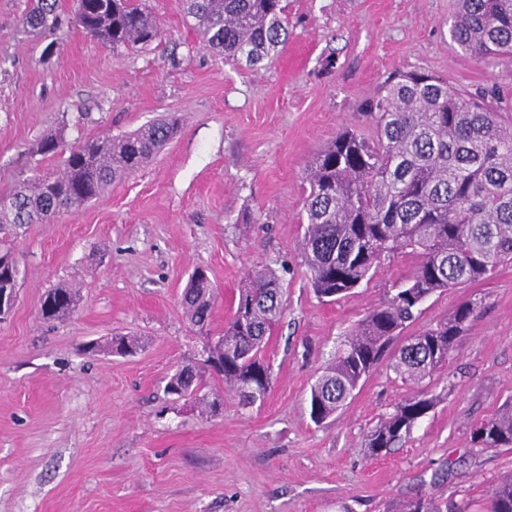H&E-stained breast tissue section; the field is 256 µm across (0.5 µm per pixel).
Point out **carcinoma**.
I'll return each instance as SVG.
<instances>
[{
    "label": "carcinoma",
    "mask_w": 512,
    "mask_h": 512,
    "mask_svg": "<svg viewBox=\"0 0 512 512\" xmlns=\"http://www.w3.org/2000/svg\"><path fill=\"white\" fill-rule=\"evenodd\" d=\"M181 6L194 20L202 44L226 61L271 62L288 40L285 0H181ZM26 23L51 31L69 19L57 0H31ZM81 27L114 49L146 47L162 36L139 0H87ZM450 37L478 60L512 62V0H456ZM365 116L371 135L339 131L308 169L300 247L311 286L318 298L335 302L369 282L391 255L408 251L417 263L396 292L345 335L312 385L308 410L317 425L334 415L363 377L384 361L414 384L446 367L474 318L477 301L459 304L401 345L398 338L433 294L485 280L512 262V117L503 118L497 88L475 98L436 75L411 71L385 81L366 105ZM179 128L180 118L169 113L129 135L88 138L71 147L57 176H33L0 192V238L99 198L113 182L144 168ZM63 146L62 131L48 132L36 153L51 156ZM18 283L13 253L0 246V298H6L1 318L13 309ZM76 298L73 288L49 289L42 316L55 320L70 314ZM213 300L207 270L198 267L183 296L192 325H208ZM284 310L278 275L270 269L254 272L224 334L205 347L200 364L176 371L166 392L191 398L210 371L251 403L243 387L270 382L262 352ZM137 347L129 336L112 337L114 354H131ZM432 404L422 392L397 403L367 435V447H394ZM471 442L477 452L512 448V400L474 429ZM397 512L441 509L434 493L421 491ZM482 512H512V475L492 488Z\"/></svg>",
    "instance_id": "1"
}]
</instances>
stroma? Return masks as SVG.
<instances>
[{
	"label": "stroma",
	"instance_id": "stroma-1",
	"mask_svg": "<svg viewBox=\"0 0 512 512\" xmlns=\"http://www.w3.org/2000/svg\"><path fill=\"white\" fill-rule=\"evenodd\" d=\"M146 4L161 40L115 50L75 26L34 31L28 0H0V191L63 170L65 155L34 151L51 130L71 143L181 118L142 170L8 241L21 275L0 319V512H394L421 489L481 505L512 474V449L470 452L475 425L512 398V264L423 303L420 327L480 302L446 368L414 386L380 364L317 425L311 386L416 258L383 261L325 303L300 242L309 164L340 128L368 132L363 107L388 77L425 70L512 99V63L451 41L455 0H287L288 41L256 67L204 48L179 0ZM198 266L214 289L215 336L248 274L269 267L281 279L285 312L264 351L270 389L253 406L209 375L196 399L164 391L202 354L181 303ZM60 286L76 289L77 305L44 320L41 301ZM119 333L138 338L135 354H85ZM420 389L433 407L395 448L372 453L367 434ZM202 398L221 401L218 416L200 415Z\"/></svg>",
	"mask_w": 512,
	"mask_h": 512
}]
</instances>
